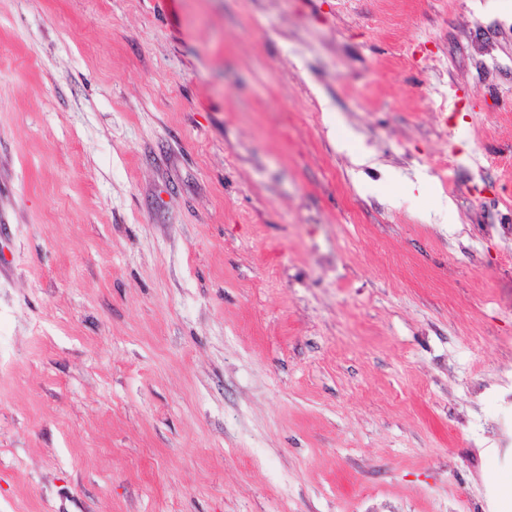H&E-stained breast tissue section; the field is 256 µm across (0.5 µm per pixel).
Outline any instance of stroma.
I'll return each mask as SVG.
<instances>
[{
    "label": "stroma",
    "instance_id": "stroma-1",
    "mask_svg": "<svg viewBox=\"0 0 512 512\" xmlns=\"http://www.w3.org/2000/svg\"><path fill=\"white\" fill-rule=\"evenodd\" d=\"M510 184L512 0H0V512H505Z\"/></svg>",
    "mask_w": 512,
    "mask_h": 512
}]
</instances>
